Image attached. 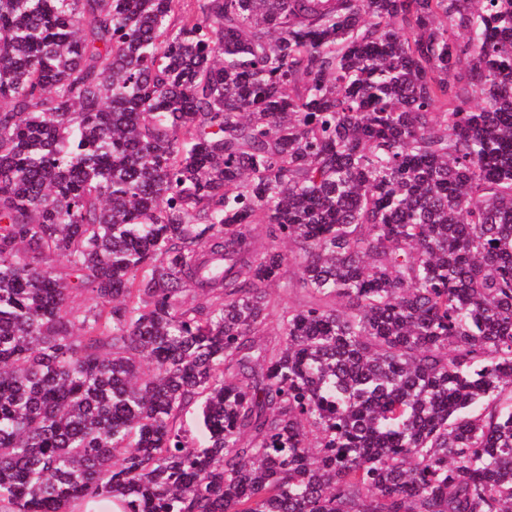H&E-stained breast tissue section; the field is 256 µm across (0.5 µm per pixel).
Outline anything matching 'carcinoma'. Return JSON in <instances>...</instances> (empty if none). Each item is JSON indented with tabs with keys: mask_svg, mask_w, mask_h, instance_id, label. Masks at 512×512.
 Returning a JSON list of instances; mask_svg holds the SVG:
<instances>
[{
	"mask_svg": "<svg viewBox=\"0 0 512 512\" xmlns=\"http://www.w3.org/2000/svg\"><path fill=\"white\" fill-rule=\"evenodd\" d=\"M111 497L512 512V0H0V512Z\"/></svg>",
	"mask_w": 512,
	"mask_h": 512,
	"instance_id": "carcinoma-1",
	"label": "carcinoma"
}]
</instances>
